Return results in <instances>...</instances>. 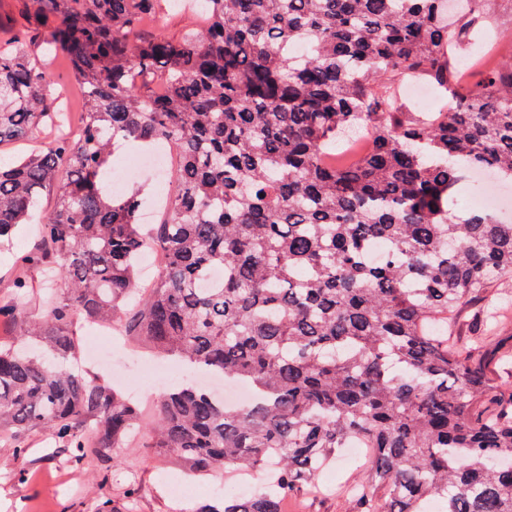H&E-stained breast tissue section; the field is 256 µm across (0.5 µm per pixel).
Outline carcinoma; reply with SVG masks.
<instances>
[{
    "instance_id": "cac0c4a2",
    "label": "carcinoma",
    "mask_w": 512,
    "mask_h": 512,
    "mask_svg": "<svg viewBox=\"0 0 512 512\" xmlns=\"http://www.w3.org/2000/svg\"><path fill=\"white\" fill-rule=\"evenodd\" d=\"M166 0H23L0 16V145L67 114L50 69L79 84L72 137L0 167V246L40 195L55 204L43 248L0 317V433L47 430L78 460L119 462L142 412L60 362L80 322H114L145 347L244 380L226 408L190 383L160 396L151 445L192 476L264 472L271 493L218 497L205 512H280L350 439L373 448L354 512H512V399L496 408L484 367L448 344V317L512 273V222L451 208L468 169L512 180V64L462 82L483 12L448 22L445 0H198L204 23L139 35ZM46 54H35L36 47ZM447 92L445 112L402 109L401 87ZM176 155L165 216L144 232L142 189L103 187L115 144ZM389 244L368 265L371 240ZM165 253L137 288L141 250ZM219 268L215 288H201ZM38 300L41 315L29 319Z\"/></svg>"
}]
</instances>
